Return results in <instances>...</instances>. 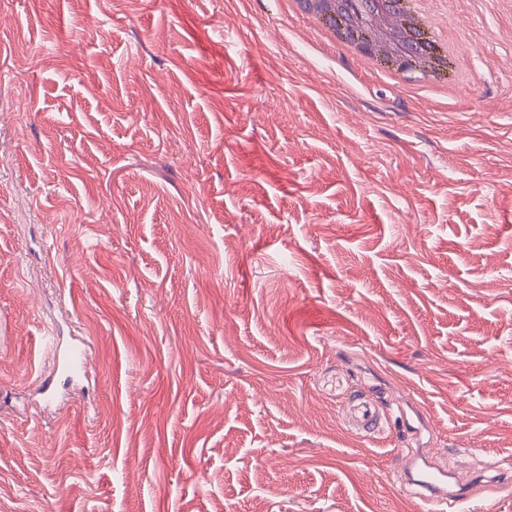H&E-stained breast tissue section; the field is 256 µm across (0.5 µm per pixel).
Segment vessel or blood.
<instances>
[{"mask_svg": "<svg viewBox=\"0 0 512 512\" xmlns=\"http://www.w3.org/2000/svg\"><path fill=\"white\" fill-rule=\"evenodd\" d=\"M349 421L357 430L378 432L379 409L372 401L355 400L349 408ZM404 482L416 487L422 512H458L461 504L474 497L470 488L455 483L450 470L437 467L432 456L423 452L409 459Z\"/></svg>", "mask_w": 512, "mask_h": 512, "instance_id": "obj_1", "label": "vessel or blood"}]
</instances>
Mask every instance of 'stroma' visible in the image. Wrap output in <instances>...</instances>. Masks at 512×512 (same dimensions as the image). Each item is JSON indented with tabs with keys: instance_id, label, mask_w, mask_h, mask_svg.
Here are the masks:
<instances>
[{
	"instance_id": "1",
	"label": "stroma",
	"mask_w": 512,
	"mask_h": 512,
	"mask_svg": "<svg viewBox=\"0 0 512 512\" xmlns=\"http://www.w3.org/2000/svg\"><path fill=\"white\" fill-rule=\"evenodd\" d=\"M427 9L460 82L289 0H0V512H419L402 411L512 460V0ZM349 422L357 430L379 432L380 413L377 405L369 400L356 399L349 408Z\"/></svg>"
}]
</instances>
